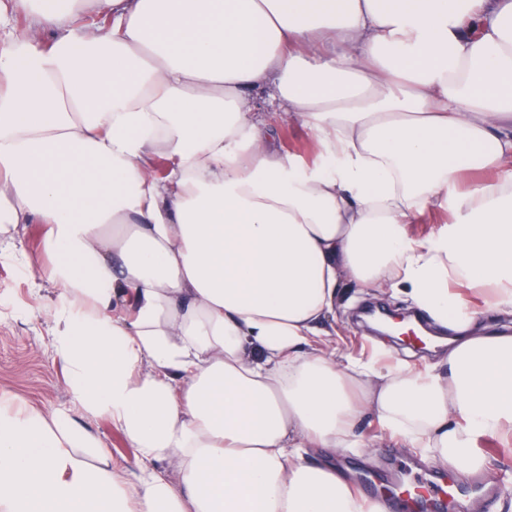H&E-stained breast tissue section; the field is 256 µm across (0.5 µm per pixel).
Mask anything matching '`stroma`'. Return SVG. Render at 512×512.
<instances>
[{"label":"stroma","instance_id":"obj_1","mask_svg":"<svg viewBox=\"0 0 512 512\" xmlns=\"http://www.w3.org/2000/svg\"><path fill=\"white\" fill-rule=\"evenodd\" d=\"M54 296L50 286L33 288L27 267L14 259L0 257V391H9L22 404L42 410L74 406L64 364L50 345L43 316L45 305ZM368 303L411 315L417 312L414 304L390 290L360 288L351 280H344L336 300L335 327L336 341L346 351L380 361L385 351L391 350L410 357L412 367L418 370L443 360L453 330L432 327L431 333L439 337V345L418 352L364 331L356 321V312ZM77 422L97 436L112 459L134 463L135 449L130 448L124 435L107 417L81 416ZM421 464L418 452L387 438H380L376 448L369 452L348 448L336 457L337 471L348 479L360 470L387 473L414 470Z\"/></svg>","mask_w":512,"mask_h":512}]
</instances>
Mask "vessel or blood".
<instances>
[{
  "mask_svg": "<svg viewBox=\"0 0 512 512\" xmlns=\"http://www.w3.org/2000/svg\"><path fill=\"white\" fill-rule=\"evenodd\" d=\"M503 485L488 486L479 481L459 483L452 474L431 480L420 475L394 479L376 490L375 501L384 512H465L472 497H480L486 512H494L498 498L506 494Z\"/></svg>",
  "mask_w": 512,
  "mask_h": 512,
  "instance_id": "b4317fda",
  "label": "vessel or blood"
}]
</instances>
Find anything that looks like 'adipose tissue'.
Here are the masks:
<instances>
[{
    "instance_id": "adipose-tissue-1",
    "label": "adipose tissue",
    "mask_w": 512,
    "mask_h": 512,
    "mask_svg": "<svg viewBox=\"0 0 512 512\" xmlns=\"http://www.w3.org/2000/svg\"><path fill=\"white\" fill-rule=\"evenodd\" d=\"M89 7L108 36L73 27ZM260 88L319 163L277 147ZM438 199L450 223L412 237ZM33 220L40 257L85 265L52 267L45 309L71 392L137 454L89 465L93 433L0 392V512H382L306 460L372 447L368 414L482 469L512 335H470L460 290L512 311V0H0V243ZM346 274L461 341L424 370L346 353Z\"/></svg>"
}]
</instances>
